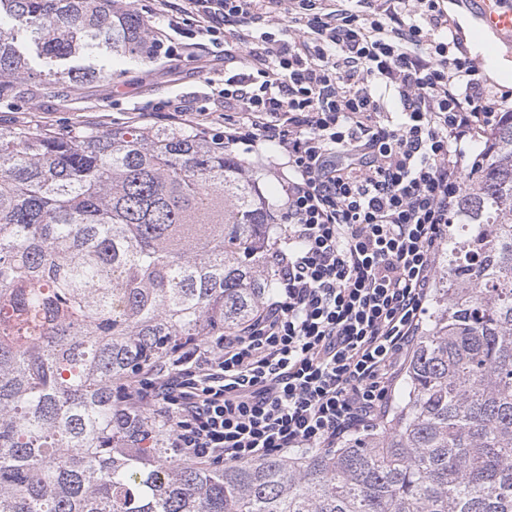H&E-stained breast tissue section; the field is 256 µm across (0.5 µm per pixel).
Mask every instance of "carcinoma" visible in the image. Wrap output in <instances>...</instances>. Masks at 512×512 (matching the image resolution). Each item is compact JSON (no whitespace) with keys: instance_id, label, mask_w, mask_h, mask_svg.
<instances>
[{"instance_id":"obj_1","label":"carcinoma","mask_w":512,"mask_h":512,"mask_svg":"<svg viewBox=\"0 0 512 512\" xmlns=\"http://www.w3.org/2000/svg\"><path fill=\"white\" fill-rule=\"evenodd\" d=\"M153 56L118 0H0V100ZM192 129L0 127V512H512V112L448 220L395 410L332 451L175 463L121 387L274 297L268 212Z\"/></svg>"}]
</instances>
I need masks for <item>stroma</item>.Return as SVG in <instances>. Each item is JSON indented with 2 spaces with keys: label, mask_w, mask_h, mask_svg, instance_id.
Masks as SVG:
<instances>
[{
  "label": "stroma",
  "mask_w": 512,
  "mask_h": 512,
  "mask_svg": "<svg viewBox=\"0 0 512 512\" xmlns=\"http://www.w3.org/2000/svg\"><path fill=\"white\" fill-rule=\"evenodd\" d=\"M224 85V48L204 45L180 59L152 58L143 62L112 59V78L98 86L75 90L44 79L22 84L12 101H0V126H27L40 131L106 130L132 125L137 114L151 113L154 128L167 129V113L158 102L178 96L203 105Z\"/></svg>",
  "instance_id": "35a3bbf8"
}]
</instances>
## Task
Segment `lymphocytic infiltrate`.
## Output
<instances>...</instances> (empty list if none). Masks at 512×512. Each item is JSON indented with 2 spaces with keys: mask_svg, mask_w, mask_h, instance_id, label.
Wrapping results in <instances>:
<instances>
[{
  "mask_svg": "<svg viewBox=\"0 0 512 512\" xmlns=\"http://www.w3.org/2000/svg\"><path fill=\"white\" fill-rule=\"evenodd\" d=\"M154 55L194 22L225 45L211 107L159 102L172 122L223 126L249 173L281 186L278 295L228 336L178 344L137 378L186 461L246 462L337 447L387 416L418 342L448 215L512 95L485 84L448 0H159ZM266 49L255 53L252 45ZM394 99L400 121L381 123ZM278 161L267 164V148Z\"/></svg>",
  "mask_w": 512,
  "mask_h": 512,
  "instance_id": "1",
  "label": "lymphocytic infiltrate"
}]
</instances>
